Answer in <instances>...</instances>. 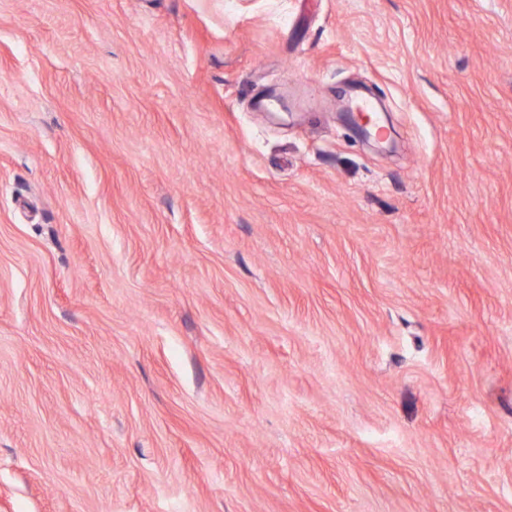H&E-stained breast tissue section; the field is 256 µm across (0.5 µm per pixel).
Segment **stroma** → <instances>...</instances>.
Here are the masks:
<instances>
[{"label":"stroma","mask_w":512,"mask_h":512,"mask_svg":"<svg viewBox=\"0 0 512 512\" xmlns=\"http://www.w3.org/2000/svg\"><path fill=\"white\" fill-rule=\"evenodd\" d=\"M0 512H512V0H0Z\"/></svg>","instance_id":"stroma-1"}]
</instances>
